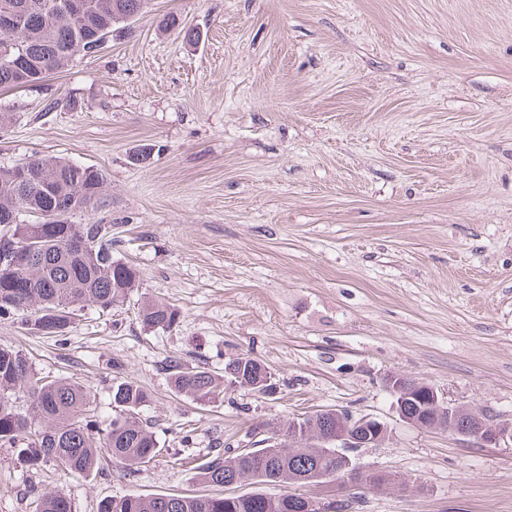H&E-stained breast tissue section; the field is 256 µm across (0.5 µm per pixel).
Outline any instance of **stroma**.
I'll return each mask as SVG.
<instances>
[{"label": "stroma", "mask_w": 512, "mask_h": 512, "mask_svg": "<svg viewBox=\"0 0 512 512\" xmlns=\"http://www.w3.org/2000/svg\"><path fill=\"white\" fill-rule=\"evenodd\" d=\"M69 98L77 110L46 111ZM1 112V167L38 155L102 172L100 204L70 221L111 225L140 288L78 312L66 342L16 318L0 344L74 377L106 421L113 377L136 381L165 453L74 477L0 448V512H33L32 482L73 512L207 494L209 451L336 407L386 424L358 459L399 484L299 494L343 512H512V444L407 423L386 388L396 373L512 423V0H144L94 56L0 88ZM144 145L151 160L131 163ZM145 296L178 326L143 328ZM247 356L272 393L200 406L171 391L166 361L220 372Z\"/></svg>", "instance_id": "stroma-1"}]
</instances>
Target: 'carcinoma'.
I'll return each mask as SVG.
<instances>
[{
    "instance_id": "carcinoma-1",
    "label": "carcinoma",
    "mask_w": 512,
    "mask_h": 512,
    "mask_svg": "<svg viewBox=\"0 0 512 512\" xmlns=\"http://www.w3.org/2000/svg\"><path fill=\"white\" fill-rule=\"evenodd\" d=\"M70 0H0V14H9L15 26L0 33V87L42 82L65 64L87 56L93 45L112 40L116 25L139 16L143 0H80L82 8L71 11ZM24 167L29 177L19 179L18 166L0 167V224L7 237L0 249L17 259L0 261V319L19 316L35 333L67 335L76 312L93 306L103 311L124 302L139 287V272L112 255V226L54 223L52 237L43 236L41 225L26 216L37 214L53 220L95 208L104 178L91 167L64 159L33 156ZM88 247L79 253L67 248L78 235ZM27 278L26 297L17 295L14 281ZM140 320L148 329L170 330L180 319L173 306L143 300ZM174 393L200 405L224 396V375L207 367H185L172 359L167 364ZM27 404L19 408V401ZM112 400L119 408L105 426L96 416V401L71 378L46 381L22 352L0 345V447L23 445L18 454L31 466H55L71 476L93 471L107 455L127 475L162 454L154 433L139 417L149 400L147 392L131 379L112 384ZM324 415L308 416L295 426L279 425L284 440L278 448H259L226 456L217 449L198 466L200 480L214 487L234 475L283 487L295 483L302 471H333L336 457L314 441L332 429ZM288 491L273 497L222 495L186 496L134 493L104 498L98 512H298ZM35 512H72L69 498L60 491L34 494Z\"/></svg>"
}]
</instances>
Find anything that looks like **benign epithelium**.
<instances>
[{"label": "benign epithelium", "mask_w": 512, "mask_h": 512, "mask_svg": "<svg viewBox=\"0 0 512 512\" xmlns=\"http://www.w3.org/2000/svg\"><path fill=\"white\" fill-rule=\"evenodd\" d=\"M253 365L262 370V377L251 384L255 392L266 394L273 389L272 375L260 362ZM387 390L394 398V409L399 418L415 426L428 419H440L445 414H452L457 406L445 401L437 389L429 384L421 383L404 385L389 382ZM422 391L427 394L430 410L420 414L419 420H414L405 412L408 400ZM336 422L334 433L320 441V446L329 447L336 452L337 466L332 473L311 471L301 474V481L311 483L327 479H336L344 483L347 488H360L364 486L381 485L388 480V476L379 472H367L359 468L356 462V453L362 448H371L382 442L387 434V426L375 417L368 415H355L342 408H327L322 410ZM461 436L472 438L483 446H496L506 440L512 441L511 424H493L483 416L477 418L473 426L463 432Z\"/></svg>", "instance_id": "1"}]
</instances>
